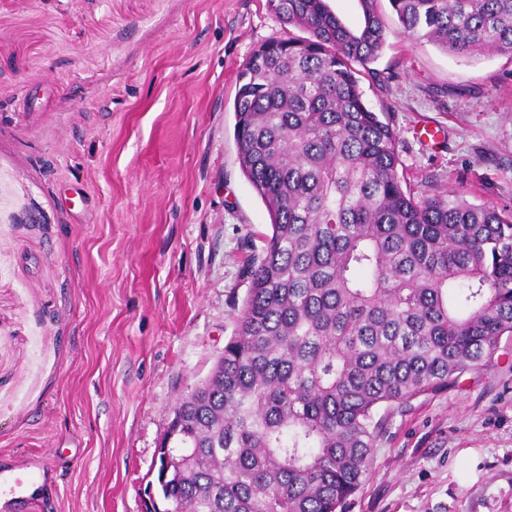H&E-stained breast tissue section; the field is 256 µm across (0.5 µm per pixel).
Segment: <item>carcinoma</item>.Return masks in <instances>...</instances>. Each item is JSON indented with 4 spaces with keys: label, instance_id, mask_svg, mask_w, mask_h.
<instances>
[{
    "label": "carcinoma",
    "instance_id": "carcinoma-1",
    "mask_svg": "<svg viewBox=\"0 0 512 512\" xmlns=\"http://www.w3.org/2000/svg\"><path fill=\"white\" fill-rule=\"evenodd\" d=\"M303 36L237 77L241 169L271 219L233 336L173 409L162 512H342L386 412L455 385L512 336V209L417 196L397 133L364 100L378 0L347 27L327 0H268ZM403 31L459 57L512 55V0H389Z\"/></svg>",
    "mask_w": 512,
    "mask_h": 512
}]
</instances>
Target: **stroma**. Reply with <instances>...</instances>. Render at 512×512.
<instances>
[{
    "label": "stroma",
    "instance_id": "35a3bbf8",
    "mask_svg": "<svg viewBox=\"0 0 512 512\" xmlns=\"http://www.w3.org/2000/svg\"><path fill=\"white\" fill-rule=\"evenodd\" d=\"M380 6L390 81L360 84L415 195L512 208V57L457 58ZM292 32L267 0H0V461L48 472L26 512H141L270 231L237 75ZM344 512H512V336L388 415Z\"/></svg>",
    "mask_w": 512,
    "mask_h": 512
}]
</instances>
